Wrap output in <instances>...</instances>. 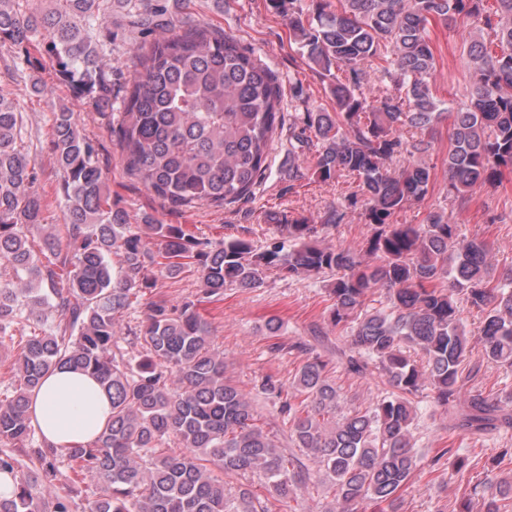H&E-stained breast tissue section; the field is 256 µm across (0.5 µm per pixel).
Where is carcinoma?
Wrapping results in <instances>:
<instances>
[{"label": "carcinoma", "instance_id": "carcinoma-1", "mask_svg": "<svg viewBox=\"0 0 512 512\" xmlns=\"http://www.w3.org/2000/svg\"><path fill=\"white\" fill-rule=\"evenodd\" d=\"M23 14L0 0V44L23 46L42 36L55 71L76 79L77 100L112 111V0H49ZM266 0L288 24L311 69L331 82L334 111L293 114L299 147L316 148L313 174L327 182L347 173L358 181L348 207H362L371 233L356 248L322 247L319 235L338 227L347 211L333 209L323 224L304 217L267 220L284 241L257 250L241 238L202 240L180 224H127L112 207L93 143L75 113H53L51 150L62 176L64 230L45 222L36 189L39 174L18 145L22 117L0 92V328L23 313L55 322L20 342L11 368V395L0 400V473L13 476L0 512H73L77 477L93 478L101 494L90 512H272L247 489L232 497L224 474L253 473L272 498L290 499L309 479L305 463L279 450L264 430L254 401L226 376L224 352L208 323L185 302L155 304L131 344L118 346L120 317L133 289L153 284L151 267L175 276L190 260L203 294L260 288L273 270L329 277L330 322L349 333L348 371L379 369L392 391L372 408L345 411L327 362L316 355L288 388L267 383L280 400L289 439L329 478L328 512H351L359 502L387 503L412 478L416 410L411 397L427 387L436 406L472 433L512 424V391L489 396L474 389L482 364L512 368V266L495 271L484 240L460 237L443 212L425 224H395L396 212L425 198L433 182L431 133L442 117L431 82L436 58L428 26L473 25V65L465 101L452 113L448 200L461 209L477 185H496L512 169V0ZM143 40L130 48L135 70L125 82L114 133L126 168L157 198L176 207L224 206L253 193L267 168L283 122L277 74L233 36L194 26L153 39L172 26L163 0L135 16ZM378 64L394 89L369 99L365 67ZM421 136L407 139L404 128ZM410 161L394 169L393 161ZM41 232L35 251L26 230ZM155 244L158 252L150 250ZM120 255L114 276L112 254ZM385 291L386 306L365 308L367 293ZM479 309L482 359L471 360L459 300ZM415 347L421 360L407 354ZM93 376L111 396L112 415L96 439L66 449L73 473L65 495L45 487L63 477L48 444L31 449L41 477L24 474L4 451L33 444L29 398L61 367ZM482 512H512V478H487Z\"/></svg>", "mask_w": 512, "mask_h": 512}]
</instances>
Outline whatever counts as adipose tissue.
<instances>
[{
	"mask_svg": "<svg viewBox=\"0 0 512 512\" xmlns=\"http://www.w3.org/2000/svg\"><path fill=\"white\" fill-rule=\"evenodd\" d=\"M111 413L105 390L90 376L69 369L48 374L30 395L33 425L58 449L94 440Z\"/></svg>",
	"mask_w": 512,
	"mask_h": 512,
	"instance_id": "obj_1",
	"label": "adipose tissue"
}]
</instances>
